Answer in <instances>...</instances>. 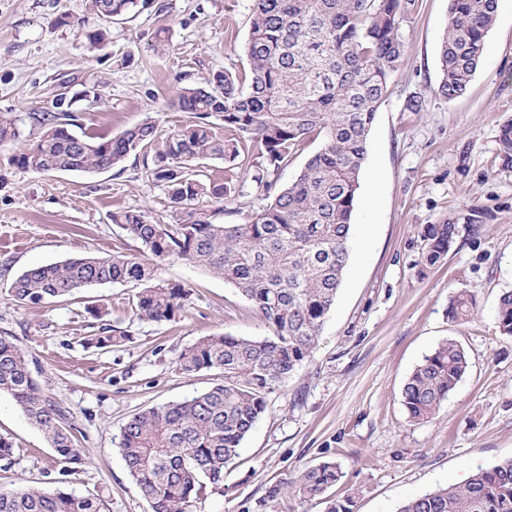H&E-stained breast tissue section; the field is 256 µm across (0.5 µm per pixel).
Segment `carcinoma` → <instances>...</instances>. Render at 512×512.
<instances>
[{
  "instance_id": "carcinoma-1",
  "label": "carcinoma",
  "mask_w": 512,
  "mask_h": 512,
  "mask_svg": "<svg viewBox=\"0 0 512 512\" xmlns=\"http://www.w3.org/2000/svg\"><path fill=\"white\" fill-rule=\"evenodd\" d=\"M412 0H254L245 44L248 69L216 71L177 85L171 105L192 121L157 137L149 118L116 136H77L72 107L83 90L59 97L54 112H32L39 140L20 150L15 163L37 173L107 170L154 147L147 179L162 188L176 224H156L146 211L112 215L138 241L137 256L69 258L29 268L10 285L17 302L72 296L107 283L143 285L133 300L142 322L176 320L192 295L189 285L160 280L159 262L177 258L218 275L236 288L268 323L264 338L213 334L185 347L177 359L184 374L216 370L213 385L180 402L134 414L120 428L118 448L152 512H190L224 492V469L278 390L317 348L324 320L335 304L350 257L352 214L370 127L390 77L407 57L399 20ZM146 0H88L99 23L87 33L91 47L109 43L113 20L133 14ZM498 0H448V24L438 54L437 92L465 95L482 59ZM94 101H102L96 93ZM224 122L219 130L210 121ZM321 146L288 185L266 183L269 203L243 224H224L220 203L239 193L243 162L274 172L309 141ZM499 156L512 164V119L499 130ZM222 159L224 180L199 173ZM453 219L422 227V262L433 266L451 250ZM477 312L475 297L459 292L448 301V320L463 323ZM499 332L512 337V291L499 298ZM468 368L465 349L449 339L413 370L402 390L410 422L440 409ZM0 392L12 396L46 436L62 464L61 479L80 461L66 411L32 377L26 352L0 336ZM342 477L338 463L323 461L296 478L270 487L259 506L295 493L320 499L325 512H354V501L328 495ZM97 492L81 495L43 489L0 493V512H102ZM400 512H512V459L478 470L460 485L408 499Z\"/></svg>"
}]
</instances>
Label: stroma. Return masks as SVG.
Returning a JSON list of instances; mask_svg holds the SVG:
<instances>
[{"label": "stroma", "instance_id": "stroma-1", "mask_svg": "<svg viewBox=\"0 0 512 512\" xmlns=\"http://www.w3.org/2000/svg\"><path fill=\"white\" fill-rule=\"evenodd\" d=\"M253 0H149L111 25L100 50L85 37L97 24L86 0H0V113L18 140L0 143V335L29 355L41 389L65 408L80 452L67 483L48 440L13 398L0 393V436L15 463L0 469V493L23 488L101 491L104 512H151L130 476L116 437L135 413L197 395L214 374H183L182 348L224 333L262 338L271 330L230 285L177 259L157 275L193 290L173 322L137 319L134 282L95 285L65 301L19 303L12 280L34 265L90 254H135L136 241L113 213L147 211L175 223L169 200L147 182L145 155L91 174L44 175L10 158L40 130L33 112L52 109L60 93L96 88L102 103L77 105L78 133L113 136L144 119L161 131L188 121L167 105L176 80L215 70L243 71ZM68 15L69 25L55 19ZM448 0H414L399 21L408 61L393 73L373 121L360 177L350 262L317 349L270 395L267 409L224 470L223 495L192 512H259L270 486L304 468L336 461L344 476L329 491L352 497L355 512H398L409 498L463 483L478 469L512 459V338L496 323L499 298L512 290V166L498 136L512 119V0H500L482 61L467 93H437V52ZM172 49L158 55V33ZM420 111H412V103ZM267 203L254 179L227 202L224 223L241 224ZM457 219V236L437 265L421 264L423 225ZM478 301L468 322H450L448 298ZM107 307L105 320L88 309ZM125 332L106 350L85 347L101 327ZM446 339L465 349L469 367L430 421L408 422L403 386Z\"/></svg>", "mask_w": 512, "mask_h": 512}]
</instances>
